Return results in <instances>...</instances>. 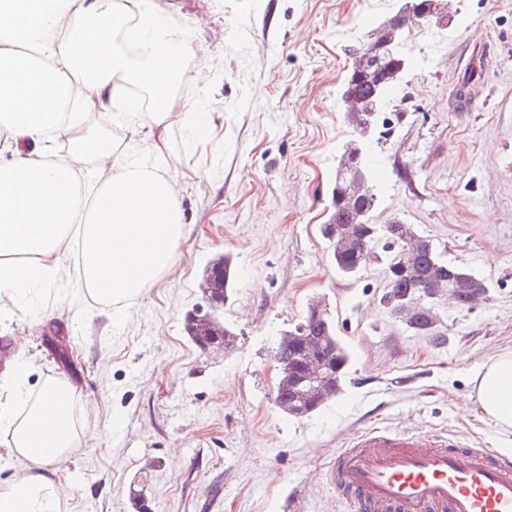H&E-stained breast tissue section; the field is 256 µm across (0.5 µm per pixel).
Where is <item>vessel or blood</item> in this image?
Returning a JSON list of instances; mask_svg holds the SVG:
<instances>
[{
  "label": "vessel or blood",
  "mask_w": 512,
  "mask_h": 512,
  "mask_svg": "<svg viewBox=\"0 0 512 512\" xmlns=\"http://www.w3.org/2000/svg\"><path fill=\"white\" fill-rule=\"evenodd\" d=\"M327 475L352 512H512V465L445 434L359 432Z\"/></svg>",
  "instance_id": "obj_1"
}]
</instances>
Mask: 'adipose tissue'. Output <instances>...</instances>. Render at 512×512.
<instances>
[{
	"instance_id": "1",
	"label": "adipose tissue",
	"mask_w": 512,
	"mask_h": 512,
	"mask_svg": "<svg viewBox=\"0 0 512 512\" xmlns=\"http://www.w3.org/2000/svg\"><path fill=\"white\" fill-rule=\"evenodd\" d=\"M196 53L158 0H0V303L22 305L59 279L70 229L78 231V285L122 308L174 266L183 229L170 157L158 133L175 123L207 133L202 112H179ZM135 129L126 150L86 128L90 111ZM101 180L81 211L77 162ZM17 351L0 364V428L21 471L0 485V512H59L55 462L80 431L65 382L29 381ZM476 400L512 449V350L473 377Z\"/></svg>"
}]
</instances>
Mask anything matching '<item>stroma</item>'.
I'll list each match as a JSON object with an SVG mask.
<instances>
[{
	"instance_id": "35a3bbf8",
	"label": "stroma",
	"mask_w": 512,
	"mask_h": 512,
	"mask_svg": "<svg viewBox=\"0 0 512 512\" xmlns=\"http://www.w3.org/2000/svg\"><path fill=\"white\" fill-rule=\"evenodd\" d=\"M405 0H169L197 55L181 111L209 110L211 135L171 127L168 172L185 226L173 269L120 312L75 294L74 246L52 290L0 322V356L26 346L30 389L75 390L77 452L58 478L60 512H348L326 467L360 429L447 433L497 450L479 408L462 412L478 367L512 350V0H455L448 27L405 32L408 70L364 143L372 223L400 220L484 277L471 309L437 306L444 344L382 304L373 265L337 274L322 226L353 133L339 92L349 52ZM223 54L224 73L208 59ZM230 257L224 307L200 288ZM326 303L350 354L343 392L311 417L274 404V351L309 303ZM213 312L233 349L201 347L188 315Z\"/></svg>"
}]
</instances>
